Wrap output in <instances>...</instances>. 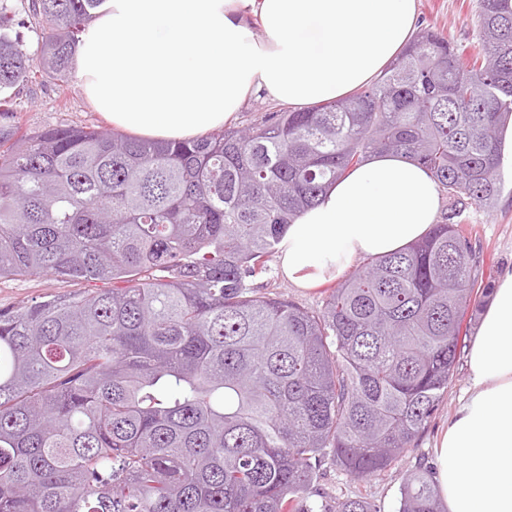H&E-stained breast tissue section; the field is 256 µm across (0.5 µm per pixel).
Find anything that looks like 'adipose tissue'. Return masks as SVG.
Wrapping results in <instances>:
<instances>
[{"label":"adipose tissue","mask_w":512,"mask_h":512,"mask_svg":"<svg viewBox=\"0 0 512 512\" xmlns=\"http://www.w3.org/2000/svg\"><path fill=\"white\" fill-rule=\"evenodd\" d=\"M417 0H104L86 26L76 77L114 129L190 140L220 130L253 94L289 106L347 96L413 34ZM438 183L395 153L372 155L291 224L280 274L315 289L360 256L424 237ZM465 397L434 445L448 512H512V269L467 349Z\"/></svg>","instance_id":"ef3b65f1"}]
</instances>
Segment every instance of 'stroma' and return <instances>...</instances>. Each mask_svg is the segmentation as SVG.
Instances as JSON below:
<instances>
[{
  "mask_svg": "<svg viewBox=\"0 0 512 512\" xmlns=\"http://www.w3.org/2000/svg\"><path fill=\"white\" fill-rule=\"evenodd\" d=\"M418 11L420 28L441 32L465 54H472L477 44L478 0H418ZM15 98L14 117L10 120L0 118V134L16 137L60 124L105 130L110 127L109 122L88 104L73 80L64 86L50 78L23 85L17 89ZM503 182L504 190L494 206L472 203L464 213L467 224L472 227L469 239L477 261L478 286L488 291L492 290L498 274L512 266V161L503 166ZM268 265L267 277L255 282L261 293L317 310L332 291L328 285L312 291L297 288L279 274L276 260H269ZM96 287L93 281L63 283L45 275L4 277L0 279V308L6 310L52 295ZM486 309V303L478 304L459 340L456 372L447 393L425 429L396 465L380 475L358 481L336 469L331 462H324L307 494L309 504L332 508L337 500L359 492L375 505L377 512H397L398 488L403 473L417 466L430 468L439 429L468 388L466 349Z\"/></svg>",
  "mask_w": 512,
  "mask_h": 512,
  "instance_id": "obj_1",
  "label": "stroma"
}]
</instances>
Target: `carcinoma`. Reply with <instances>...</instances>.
<instances>
[{"label": "carcinoma", "instance_id": "cac0c4a2", "mask_svg": "<svg viewBox=\"0 0 512 512\" xmlns=\"http://www.w3.org/2000/svg\"><path fill=\"white\" fill-rule=\"evenodd\" d=\"M103 0H29L38 57L0 0V116L67 78ZM464 53L418 33L369 86L201 139L53 126L0 136V277L112 287L0 309V512H314L322 459L357 480L436 411L477 307L461 215L502 190L512 0H479ZM448 195L421 241L372 257L319 310L261 296L288 226L374 153ZM398 512H443L431 475ZM336 512H377L363 495Z\"/></svg>", "mask_w": 512, "mask_h": 512}]
</instances>
